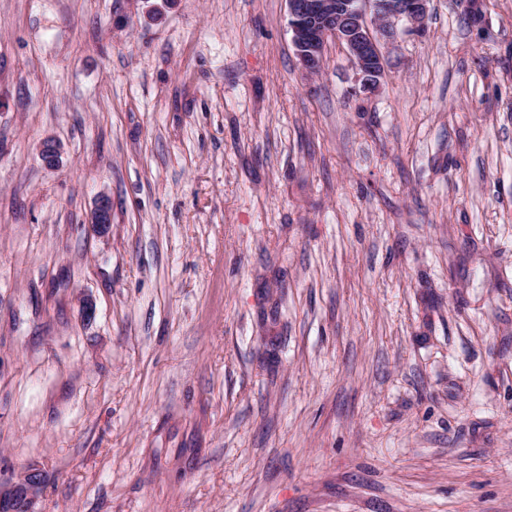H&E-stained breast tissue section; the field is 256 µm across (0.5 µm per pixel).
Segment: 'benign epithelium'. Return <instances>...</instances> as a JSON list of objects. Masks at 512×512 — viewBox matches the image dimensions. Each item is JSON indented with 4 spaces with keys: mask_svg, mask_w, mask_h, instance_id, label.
Masks as SVG:
<instances>
[{
    "mask_svg": "<svg viewBox=\"0 0 512 512\" xmlns=\"http://www.w3.org/2000/svg\"><path fill=\"white\" fill-rule=\"evenodd\" d=\"M431 0H288V30L292 45L303 67L316 73L321 69L325 48L330 40L341 43L354 65L357 81L363 89L375 88L385 75V58L381 38H391L394 26L404 22L412 30H421ZM60 146L43 143V162L54 167L59 163ZM92 225L100 234L112 227V203L108 196L98 197ZM44 483L38 468L28 469L18 480L0 484V512H13L21 501L25 512L33 505Z\"/></svg>",
    "mask_w": 512,
    "mask_h": 512,
    "instance_id": "benign-epithelium-1",
    "label": "benign epithelium"
}]
</instances>
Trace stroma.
<instances>
[{
    "label": "stroma",
    "mask_w": 512,
    "mask_h": 512,
    "mask_svg": "<svg viewBox=\"0 0 512 512\" xmlns=\"http://www.w3.org/2000/svg\"><path fill=\"white\" fill-rule=\"evenodd\" d=\"M287 21L0 0V480L40 469L35 512H512V0H432L372 90ZM99 234H107L112 227V203L107 195L98 197L91 221Z\"/></svg>",
    "instance_id": "35a3bbf8"
}]
</instances>
